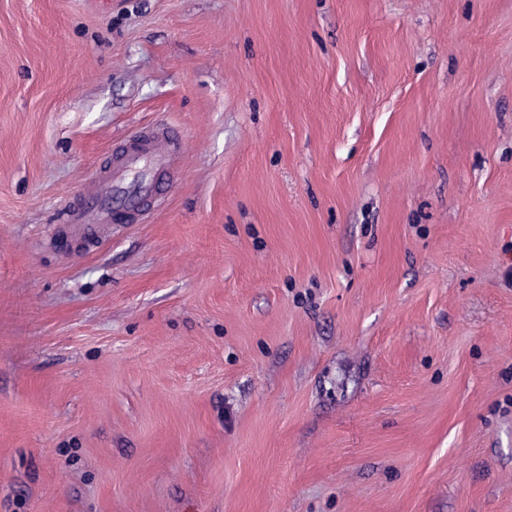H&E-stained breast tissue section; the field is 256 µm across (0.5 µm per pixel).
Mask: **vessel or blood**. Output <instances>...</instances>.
Listing matches in <instances>:
<instances>
[{
	"label": "vessel or blood",
	"mask_w": 512,
	"mask_h": 512,
	"mask_svg": "<svg viewBox=\"0 0 512 512\" xmlns=\"http://www.w3.org/2000/svg\"><path fill=\"white\" fill-rule=\"evenodd\" d=\"M178 142L173 129L155 126L117 146L108 169L80 197L73 210L75 219L98 228L118 220L121 211L135 215L147 211L158 181L175 169Z\"/></svg>",
	"instance_id": "1"
}]
</instances>
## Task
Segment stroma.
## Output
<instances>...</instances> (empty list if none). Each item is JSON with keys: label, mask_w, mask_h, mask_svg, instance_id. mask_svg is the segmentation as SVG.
Here are the masks:
<instances>
[{"label": "stroma", "mask_w": 512, "mask_h": 512, "mask_svg": "<svg viewBox=\"0 0 512 512\" xmlns=\"http://www.w3.org/2000/svg\"><path fill=\"white\" fill-rule=\"evenodd\" d=\"M0 512H512V0H0ZM179 139L173 129L155 126L117 146L108 169L88 186L78 206L72 210L77 221L92 224L78 230L85 233L92 228L112 225L124 212L117 209L139 215L151 208L156 184L170 177L175 169ZM130 178L139 181L137 192L130 195L119 192ZM101 184L108 185L109 190L101 191Z\"/></svg>", "instance_id": "stroma-1"}]
</instances>
